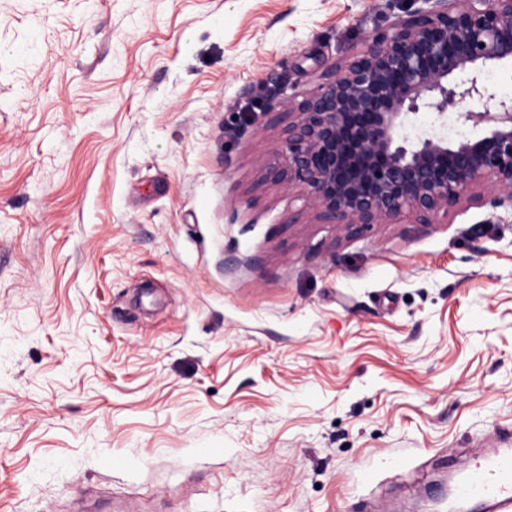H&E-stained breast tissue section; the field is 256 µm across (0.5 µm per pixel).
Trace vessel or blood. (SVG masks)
I'll return each instance as SVG.
<instances>
[{"label": "vessel or blood", "instance_id": "b4317fda", "mask_svg": "<svg viewBox=\"0 0 512 512\" xmlns=\"http://www.w3.org/2000/svg\"><path fill=\"white\" fill-rule=\"evenodd\" d=\"M453 497L465 507L483 503L492 512H512V452L485 455L457 478Z\"/></svg>", "mask_w": 512, "mask_h": 512}]
</instances>
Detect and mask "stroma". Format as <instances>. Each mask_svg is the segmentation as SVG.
<instances>
[{
  "label": "stroma",
  "instance_id": "35a3bbf8",
  "mask_svg": "<svg viewBox=\"0 0 512 512\" xmlns=\"http://www.w3.org/2000/svg\"><path fill=\"white\" fill-rule=\"evenodd\" d=\"M405 6L0 0V512H437L512 432V209L255 186Z\"/></svg>",
  "mask_w": 512,
  "mask_h": 512
}]
</instances>
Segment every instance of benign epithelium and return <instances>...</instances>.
Masks as SVG:
<instances>
[{"instance_id":"obj_1","label":"benign epithelium","mask_w":512,"mask_h":512,"mask_svg":"<svg viewBox=\"0 0 512 512\" xmlns=\"http://www.w3.org/2000/svg\"><path fill=\"white\" fill-rule=\"evenodd\" d=\"M505 63L512 0H410L389 31L332 63L288 111L259 183L302 189L319 223L347 239L404 213L433 224L465 201L512 207V98L466 113L485 125L475 139L414 129L423 111L442 118L490 96L484 75Z\"/></svg>"}]
</instances>
